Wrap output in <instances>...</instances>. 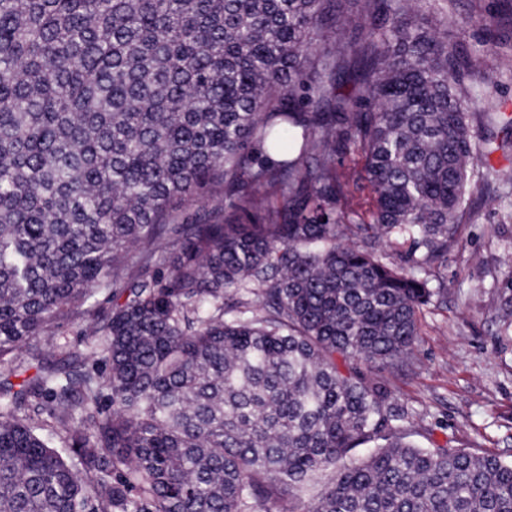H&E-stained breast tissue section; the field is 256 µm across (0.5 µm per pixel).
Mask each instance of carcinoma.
I'll return each mask as SVG.
<instances>
[{
    "label": "carcinoma",
    "instance_id": "cac0c4a2",
    "mask_svg": "<svg viewBox=\"0 0 512 512\" xmlns=\"http://www.w3.org/2000/svg\"><path fill=\"white\" fill-rule=\"evenodd\" d=\"M447 23L0 0V512H255L282 486L311 512H512V463L416 445L369 376L416 365L472 184L512 183L488 51ZM88 317L14 389L23 347Z\"/></svg>",
    "mask_w": 512,
    "mask_h": 512
}]
</instances>
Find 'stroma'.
<instances>
[{
  "instance_id": "stroma-1",
  "label": "stroma",
  "mask_w": 512,
  "mask_h": 512,
  "mask_svg": "<svg viewBox=\"0 0 512 512\" xmlns=\"http://www.w3.org/2000/svg\"><path fill=\"white\" fill-rule=\"evenodd\" d=\"M420 12L448 17V43L466 54L487 49L495 67L512 55V0H418ZM494 100L512 113V73L494 74ZM445 304L424 308L414 355L417 369L376 377L412 413L413 439L512 460V330L499 320L501 295L512 273V186L477 188L458 243L435 269ZM89 322L61 324L28 352L62 356L82 349Z\"/></svg>"
}]
</instances>
